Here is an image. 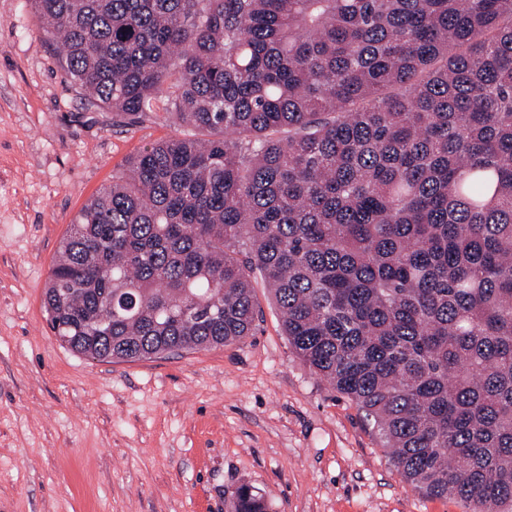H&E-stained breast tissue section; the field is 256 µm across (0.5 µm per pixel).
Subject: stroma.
Returning a JSON list of instances; mask_svg holds the SVG:
<instances>
[{"mask_svg":"<svg viewBox=\"0 0 512 512\" xmlns=\"http://www.w3.org/2000/svg\"><path fill=\"white\" fill-rule=\"evenodd\" d=\"M87 102L31 0H0V512H474L424 496L356 404L295 354L262 277L254 335L134 362L62 346L61 240L126 159L175 135ZM235 512H267L262 495L248 484L241 485L236 493Z\"/></svg>","mask_w":512,"mask_h":512,"instance_id":"35a3bbf8","label":"stroma"}]
</instances>
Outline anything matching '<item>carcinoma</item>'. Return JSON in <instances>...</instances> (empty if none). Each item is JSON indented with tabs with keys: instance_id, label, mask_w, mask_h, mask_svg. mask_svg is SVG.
<instances>
[{
	"instance_id": "obj_1",
	"label": "carcinoma",
	"mask_w": 512,
	"mask_h": 512,
	"mask_svg": "<svg viewBox=\"0 0 512 512\" xmlns=\"http://www.w3.org/2000/svg\"><path fill=\"white\" fill-rule=\"evenodd\" d=\"M87 98L179 133L81 210L44 291L99 361L251 334L403 479L512 512V0H32ZM235 512H267L248 484Z\"/></svg>"
}]
</instances>
